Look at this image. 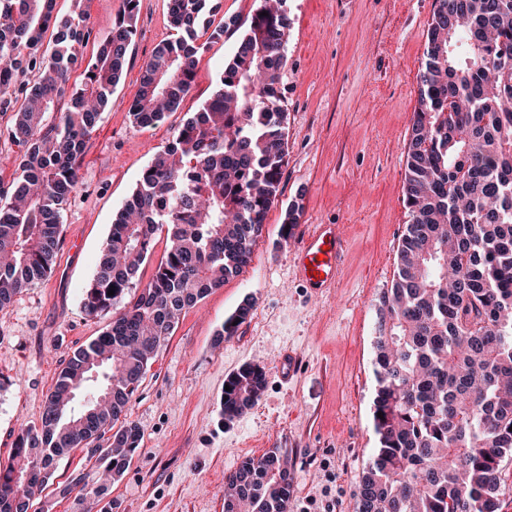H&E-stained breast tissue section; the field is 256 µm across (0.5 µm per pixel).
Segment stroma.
Wrapping results in <instances>:
<instances>
[{
  "mask_svg": "<svg viewBox=\"0 0 512 512\" xmlns=\"http://www.w3.org/2000/svg\"><path fill=\"white\" fill-rule=\"evenodd\" d=\"M230 27L204 42L198 75L176 111L134 124L130 103L154 48L174 38L169 0H140L137 34L120 83L91 135L81 182L62 214L51 274L0 309V463L20 424H39L62 363L109 319L86 315L83 288L112 221L144 166L218 88V75L260 0H218ZM435 0H285L290 20L285 84L287 164L280 195L249 265L184 311L133 396L142 432L107 496L120 512H224V479L248 457L281 449L294 476L288 512H353L377 446L374 336L410 217L404 206L407 143ZM298 206L290 239L279 235ZM315 224L341 225L344 266L331 292L309 295L293 273L297 239ZM254 309L236 336L217 341L245 300ZM297 352L290 380L276 370ZM266 387L241 417L222 413L224 382L243 366ZM81 450L57 465L29 512H75L58 488L86 471Z\"/></svg>",
  "mask_w": 512,
  "mask_h": 512,
  "instance_id": "35a3bbf8",
  "label": "stroma"
}]
</instances>
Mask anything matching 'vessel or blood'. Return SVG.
<instances>
[{
    "label": "vessel or blood",
    "instance_id": "obj_1",
    "mask_svg": "<svg viewBox=\"0 0 512 512\" xmlns=\"http://www.w3.org/2000/svg\"><path fill=\"white\" fill-rule=\"evenodd\" d=\"M346 240L339 225L317 224L306 231L294 248L297 272L318 294L333 288L339 276Z\"/></svg>",
    "mask_w": 512,
    "mask_h": 512
}]
</instances>
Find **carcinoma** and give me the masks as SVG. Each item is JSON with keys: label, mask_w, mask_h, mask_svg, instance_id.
<instances>
[{"label": "carcinoma", "mask_w": 512, "mask_h": 512, "mask_svg": "<svg viewBox=\"0 0 512 512\" xmlns=\"http://www.w3.org/2000/svg\"><path fill=\"white\" fill-rule=\"evenodd\" d=\"M208 2L169 0L178 37L143 66L130 105L136 125L177 110L196 79L200 34L224 36ZM139 3L120 0L112 31L99 37L83 0L64 16L53 0H0V112L12 113L7 138L23 148L18 176L0 184V309L52 269L63 206L122 78ZM288 27L284 9L256 8L213 98L154 155L118 210L82 293L88 315L112 320L65 362L39 425L20 428L11 461L0 464V512H27L74 448L113 479L140 448L139 428L124 418L154 353L184 310L249 264L279 195ZM90 41L96 51L85 63ZM424 57L407 147L410 222L374 340L377 447L356 512H499L512 453V0H436ZM163 230V258L139 289ZM253 306L217 336H235ZM227 385L224 416L233 419L258 400L265 372L244 367ZM26 471L29 484L14 482ZM292 487L275 448L227 476L224 512H285ZM106 491L87 472L59 494L79 507Z\"/></svg>", "instance_id": "cac0c4a2"}]
</instances>
